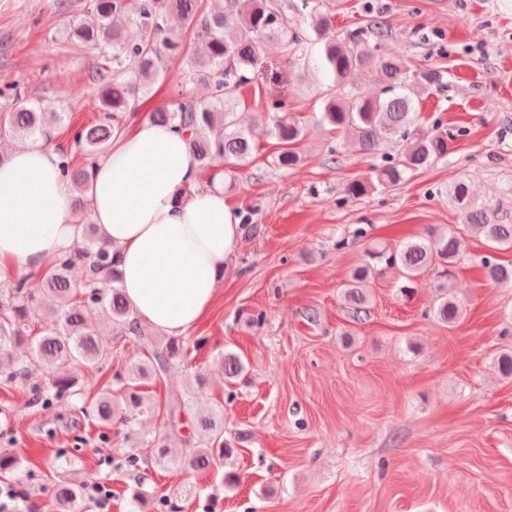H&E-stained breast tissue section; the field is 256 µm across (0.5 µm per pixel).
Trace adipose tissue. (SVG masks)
I'll use <instances>...</instances> for the list:
<instances>
[{
    "label": "adipose tissue",
    "instance_id": "obj_1",
    "mask_svg": "<svg viewBox=\"0 0 512 512\" xmlns=\"http://www.w3.org/2000/svg\"><path fill=\"white\" fill-rule=\"evenodd\" d=\"M199 181L187 136L142 119L96 158L84 187L136 318L170 336L198 323L241 248L223 178ZM73 198L58 153L42 141L0 164V278L50 266L72 249L82 230Z\"/></svg>",
    "mask_w": 512,
    "mask_h": 512
}]
</instances>
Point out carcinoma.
Here are the masks:
<instances>
[{
    "mask_svg": "<svg viewBox=\"0 0 512 512\" xmlns=\"http://www.w3.org/2000/svg\"><path fill=\"white\" fill-rule=\"evenodd\" d=\"M282 0H87L83 17L64 29L65 41L98 52L104 69L91 75L98 87V113L86 123H64L68 113L44 104L23 101L19 84L0 88V137L43 140L50 144L53 133L67 130L69 147H60L62 173L73 186V216L82 234L73 249L58 258L31 288L22 280L0 290V382L40 379L33 386L36 402H70L83 399L78 373L84 369L112 376L97 396L85 400L83 409L100 424L119 420L130 448L126 463L138 465L143 456L173 474L188 467L205 470L228 454L224 439V408L218 407L196 420L193 435L183 439L189 451L170 454L162 438L147 439L137 429L139 417L154 414L164 419L172 435H178L186 411L197 402L204 386L200 376L185 400L161 404L145 395L142 386L160 378L170 365L184 359L188 347L178 337L155 340L151 330L138 323L120 287V275L112 265V252L97 233L83 197L88 166L112 144L126 114L150 94L164 76L165 62L183 63L181 98L172 106H159L150 120L189 136L190 151L198 168L214 177L224 175V189L234 186L238 169L251 163L256 145L249 131L236 118L241 89L252 82L258 57L279 53L288 62H303L301 77L320 89L318 122L344 134V146L358 152L371 151L381 140L397 136L402 152L390 164L371 165L348 185V194L358 197L399 184L408 173L445 159L455 135L437 121L429 131L418 124L420 101L431 87L442 83L438 70H421L402 57L382 52L387 30L371 21L350 39L332 32L331 17L319 4L302 0L304 26L288 29ZM183 22V32L169 26L170 17ZM373 71L376 91L358 90L356 75ZM208 90L204 98L194 88ZM256 125L275 140L272 164L292 169L301 162L297 151L304 137L302 122L289 112L288 101L274 98ZM448 205L459 213L460 223L433 225L415 240L395 251L375 256L396 266L410 292V283L428 268L439 266L450 276L457 261L462 232H472L493 251L512 250V224L498 212L473 198L464 179L448 187ZM486 276L496 283L512 282V265L490 255L481 258ZM83 268V277L70 279L72 268ZM342 295L354 319L368 314L372 293L369 269H355ZM442 323L455 324L463 305L448 292L437 296L432 307ZM53 323L35 332L46 316ZM112 322L116 336L129 337L145 350V359L134 366L112 368L110 342L100 338L96 317ZM218 360L230 381L245 372L241 359L230 352ZM5 501H21L25 512H40L33 496L12 485L0 490ZM54 512H76L82 498L81 485L61 481L47 490Z\"/></svg>",
    "mask_w": 512,
    "mask_h": 512,
    "instance_id": "obj_1",
    "label": "carcinoma"
}]
</instances>
